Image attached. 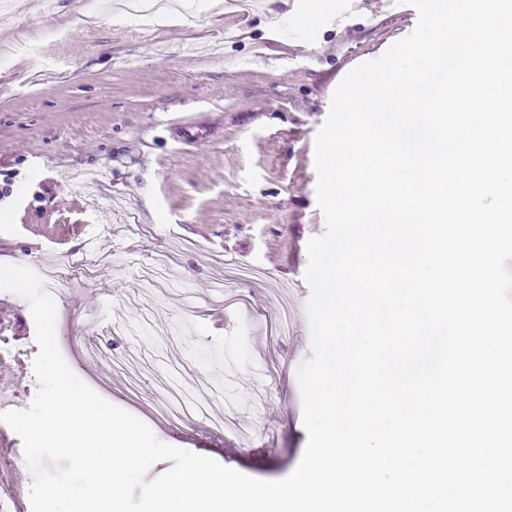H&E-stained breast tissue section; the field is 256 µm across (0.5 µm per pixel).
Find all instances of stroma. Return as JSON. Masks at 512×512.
Returning <instances> with one entry per match:
<instances>
[{"label": "stroma", "mask_w": 512, "mask_h": 512, "mask_svg": "<svg viewBox=\"0 0 512 512\" xmlns=\"http://www.w3.org/2000/svg\"><path fill=\"white\" fill-rule=\"evenodd\" d=\"M110 0H12L0 9V259L58 278V347L71 370L163 443L277 480L308 435L297 367L306 245L323 235L315 138L356 66L418 21L408 4L299 41L295 0L226 25L227 0L146 29ZM93 13L75 28L73 16ZM89 177L92 193L74 178ZM105 267H88L91 254ZM168 261V282L143 266ZM257 266L263 277L240 279ZM290 313L286 334L276 324ZM0 392L27 409L39 351L28 302L0 291ZM21 439L0 444V512L17 494Z\"/></svg>", "instance_id": "obj_1"}]
</instances>
